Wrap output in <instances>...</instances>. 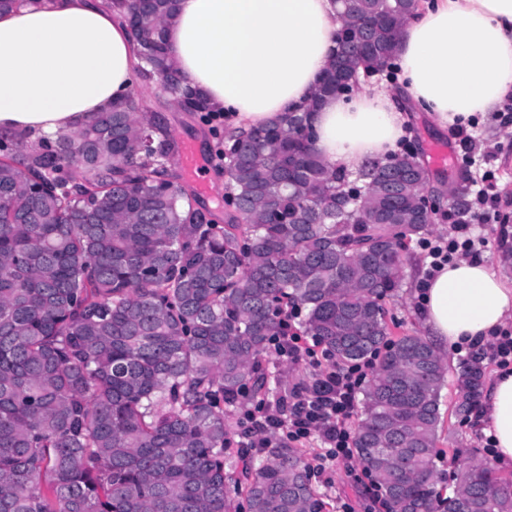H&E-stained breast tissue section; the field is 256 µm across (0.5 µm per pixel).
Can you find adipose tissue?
I'll list each match as a JSON object with an SVG mask.
<instances>
[{
    "label": "adipose tissue",
    "instance_id": "adipose-tissue-1",
    "mask_svg": "<svg viewBox=\"0 0 512 512\" xmlns=\"http://www.w3.org/2000/svg\"><path fill=\"white\" fill-rule=\"evenodd\" d=\"M341 27L334 0H180L166 47L184 80L234 128L279 121L329 68ZM399 86L359 84L310 113L313 151L332 168L384 160L407 106L445 126L497 111L512 89V0H417L395 53ZM139 65L130 29L101 0H44L0 11V129L72 132L124 94ZM439 350L485 345L512 318V280L483 258L444 266L420 296ZM476 424L512 465V373L485 386Z\"/></svg>",
    "mask_w": 512,
    "mask_h": 512
}]
</instances>
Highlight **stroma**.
<instances>
[{"mask_svg":"<svg viewBox=\"0 0 512 512\" xmlns=\"http://www.w3.org/2000/svg\"><path fill=\"white\" fill-rule=\"evenodd\" d=\"M135 89L140 97L150 103L158 115L168 125L170 131L178 137L194 142L206 155H214L217 139L206 126L190 120L171 107L157 82L138 81ZM406 128V148L417 152L423 164L430 167L429 188L440 197H448L452 188L457 187L461 177H475V168L467 166L461 158V148L456 136L455 126L441 127L427 113L408 109ZM473 135L480 139L482 151L490 153L488 164L495 179L493 191L499 198L498 215L512 216V126L499 124L495 116L476 117ZM434 143H445L451 147L454 162L444 167L431 164L429 147ZM427 262L418 242H411L406 264V278L400 291V297L389 304V314L393 320L391 331L399 336L405 333H424L425 328L416 314L417 299L414 288ZM447 372L441 390L442 421L438 431L437 465L440 472H448L453 457H461L477 462L486 460V437L474 421L460 422L452 415V404L456 399L458 376L463 360L457 351L445 353ZM266 367L271 375L270 396L279 398L288 395L296 386L308 384L316 374V367L308 362H287L276 355H268ZM362 467L358 461L349 465H337L330 474V485L316 483L315 489L326 504L325 512H339L342 503H349L355 512H366L369 500L361 484Z\"/></svg>","mask_w":512,"mask_h":512,"instance_id":"stroma-1","label":"stroma"}]
</instances>
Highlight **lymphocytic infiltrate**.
Instances as JSON below:
<instances>
[{
  "mask_svg": "<svg viewBox=\"0 0 512 512\" xmlns=\"http://www.w3.org/2000/svg\"><path fill=\"white\" fill-rule=\"evenodd\" d=\"M496 204L494 196L478 193L469 221L454 223L449 237L424 242L429 273L438 272L442 265L454 258L475 252L481 239L473 235L472 227L493 223ZM294 319L291 313L282 318L279 332L270 339V349L285 360L303 359L317 363V350L305 336L295 331ZM375 367L376 362L371 357L345 367L335 366L321 371L315 385L295 388L289 397L276 405L248 403L241 412L240 447L246 448L249 456L254 457L267 452L275 436L281 442L297 444L315 437L324 447L318 472L350 461L353 448L348 422L355 413L358 394Z\"/></svg>",
  "mask_w": 512,
  "mask_h": 512,
  "instance_id": "f902f5d3",
  "label": "lymphocytic infiltrate"
}]
</instances>
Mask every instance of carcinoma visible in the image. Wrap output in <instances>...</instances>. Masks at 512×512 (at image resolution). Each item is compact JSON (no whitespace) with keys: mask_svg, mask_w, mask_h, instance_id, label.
I'll list each match as a JSON object with an SVG mask.
<instances>
[{"mask_svg":"<svg viewBox=\"0 0 512 512\" xmlns=\"http://www.w3.org/2000/svg\"><path fill=\"white\" fill-rule=\"evenodd\" d=\"M416 0H349L357 21L406 18ZM131 21L139 75L208 123L211 105L170 60L178 0H108ZM382 30L363 66L383 70ZM303 105L231 131L216 154L224 223L170 172L179 145L135 90L74 133L0 134V512H324L295 448L256 469L232 447L224 405L259 394L270 337L290 309L336 365L384 351L353 448L387 512H512V480L454 458L435 490L445 360L426 337L390 338L429 171L412 152L353 174L297 139ZM403 182L386 192L389 175ZM470 218L464 191L448 199ZM482 358L453 409L478 407Z\"/></svg>","mask_w":512,"mask_h":512,"instance_id":"1","label":"carcinoma"}]
</instances>
